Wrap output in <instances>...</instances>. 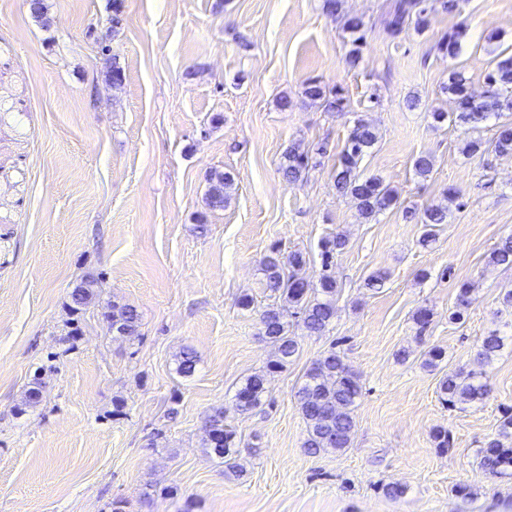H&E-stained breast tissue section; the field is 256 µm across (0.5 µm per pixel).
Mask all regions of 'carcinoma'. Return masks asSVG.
Returning a JSON list of instances; mask_svg holds the SVG:
<instances>
[{"mask_svg":"<svg viewBox=\"0 0 512 512\" xmlns=\"http://www.w3.org/2000/svg\"><path fill=\"white\" fill-rule=\"evenodd\" d=\"M443 11H458L457 0H392L382 14L384 32L396 38L408 29L417 32L425 30L431 15ZM344 26L350 33V48L346 63L354 67L359 63L363 46L366 43L364 22L360 18H347ZM466 34L462 25L448 34L440 45L446 56L458 54L461 41ZM484 93L479 98L471 95L467 78L461 72H454L449 78L448 92L455 103L456 119L475 131L491 114L502 107L512 108V55L498 60L489 69L484 79ZM305 95L313 101L321 102L327 112H343L347 99L339 89H328L317 80L306 83ZM378 142L376 129L362 118L354 120L348 137L339 153L334 171V187L341 196H348L356 204L362 218L371 221L397 204V191L376 175L366 176L360 170L363 158L372 151ZM493 152L499 156L512 155V123L498 127L495 137L485 141L473 137L464 144V152L470 156ZM312 165L309 149L300 142H293L284 151L280 173L287 183H296L308 176ZM234 186L229 174L215 171L209 178L206 204L210 209L224 207ZM454 197L447 195L444 200L430 204L418 212H412L417 223L428 227L422 237L427 243L434 237L433 228L448 223L449 203ZM347 246L346 237L338 233L324 242L321 253L322 273L312 281L301 275L306 265L305 256L291 251L288 257L272 249L265 257L263 271L266 287L281 301V305H269L259 317L261 334L273 347V358L267 371L273 372L286 367L300 355L301 345L296 330L308 336H323L330 330L336 318V279L331 273L334 255ZM489 262L493 265L512 267V235L501 239L490 252ZM98 282L88 276L69 292L72 311L80 314L96 303ZM474 285L464 282L459 287L457 309L450 319L459 320L472 303ZM104 317L112 334L121 338L138 335L140 316L130 304L112 303L107 305ZM505 347L504 338L495 332L483 337L478 355L486 363L499 356ZM197 356L185 347L176 359L177 373L188 378L196 370ZM265 374L248 376L236 390L233 408L242 415L262 408L265 405ZM488 394L486 373L460 367L439 381V395L443 403L450 407L458 404H475L483 401ZM362 396L359 377L345 363L344 358L331 349L317 358L304 374L303 380L294 393L296 407L306 425L303 443L305 451L317 455L326 451H343L350 447L356 426L355 412ZM226 409L217 406L212 409L206 421L205 447L209 453L224 460L225 470L232 473L243 472L240 452L235 433L224 423ZM512 438V413L502 416L498 435L481 450V466L491 476L502 478L512 475V446L504 441Z\"/></svg>","mask_w":512,"mask_h":512,"instance_id":"1","label":"carcinoma"}]
</instances>
